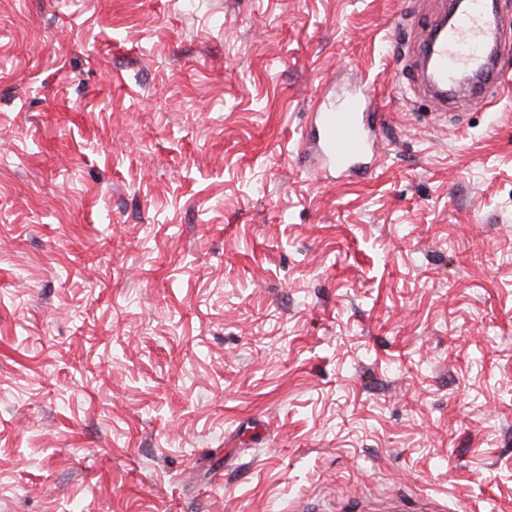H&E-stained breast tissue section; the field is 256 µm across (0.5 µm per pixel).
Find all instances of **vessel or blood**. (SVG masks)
Segmentation results:
<instances>
[{
    "label": "vessel or blood",
    "instance_id": "obj_1",
    "mask_svg": "<svg viewBox=\"0 0 512 512\" xmlns=\"http://www.w3.org/2000/svg\"><path fill=\"white\" fill-rule=\"evenodd\" d=\"M490 0H465L448 24H435L418 57L426 67V94L446 106L463 74H475L493 90L503 84L488 69V47L503 49L507 30L503 20L488 18ZM380 114L366 83H358L338 99L318 101L311 117L309 141L325 175L341 177L365 173L375 156Z\"/></svg>",
    "mask_w": 512,
    "mask_h": 512
}]
</instances>
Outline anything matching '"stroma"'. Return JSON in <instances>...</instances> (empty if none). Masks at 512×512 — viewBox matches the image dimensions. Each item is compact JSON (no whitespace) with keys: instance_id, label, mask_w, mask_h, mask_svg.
Wrapping results in <instances>:
<instances>
[{"instance_id":"35a3bbf8","label":"stroma","mask_w":512,"mask_h":512,"mask_svg":"<svg viewBox=\"0 0 512 512\" xmlns=\"http://www.w3.org/2000/svg\"><path fill=\"white\" fill-rule=\"evenodd\" d=\"M444 7L0 0V512H512V94L435 120ZM380 113L360 81L342 97H323L312 112L309 141L321 170L336 178L364 174L375 156Z\"/></svg>"}]
</instances>
